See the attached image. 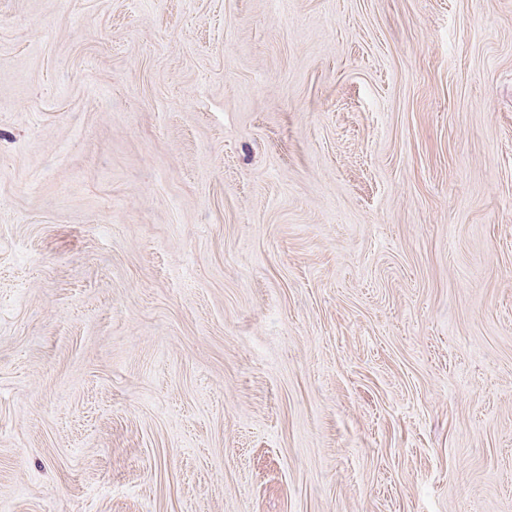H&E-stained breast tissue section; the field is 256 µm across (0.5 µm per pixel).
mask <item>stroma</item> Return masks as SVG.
I'll list each match as a JSON object with an SVG mask.
<instances>
[{
	"mask_svg": "<svg viewBox=\"0 0 512 512\" xmlns=\"http://www.w3.org/2000/svg\"><path fill=\"white\" fill-rule=\"evenodd\" d=\"M0 512H512V0H0Z\"/></svg>",
	"mask_w": 512,
	"mask_h": 512,
	"instance_id": "obj_1",
	"label": "stroma"
}]
</instances>
